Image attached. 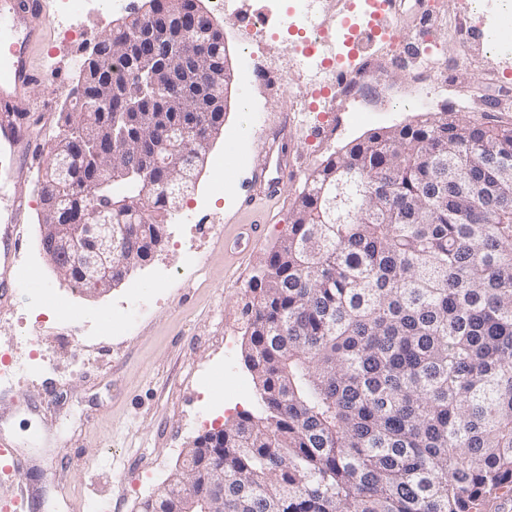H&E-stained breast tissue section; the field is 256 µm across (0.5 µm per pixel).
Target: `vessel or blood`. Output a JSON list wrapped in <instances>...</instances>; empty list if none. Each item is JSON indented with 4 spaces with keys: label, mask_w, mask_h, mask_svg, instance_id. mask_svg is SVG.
Masks as SVG:
<instances>
[{
    "label": "vessel or blood",
    "mask_w": 512,
    "mask_h": 512,
    "mask_svg": "<svg viewBox=\"0 0 512 512\" xmlns=\"http://www.w3.org/2000/svg\"><path fill=\"white\" fill-rule=\"evenodd\" d=\"M393 0H383L372 22L363 30L364 39L392 33ZM48 23L44 0H0V188L12 183L43 150L39 133L29 115L38 108L36 93L44 85L42 74L28 60V50ZM287 124L271 133L268 151L239 195L241 208H250L257 197H279L285 183L296 173L285 148ZM29 207L25 196L14 195L0 211V307L7 306L13 289L34 286L35 281L17 266L22 245L20 226Z\"/></svg>",
    "instance_id": "vessel-or-blood-1"
}]
</instances>
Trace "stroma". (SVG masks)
Masks as SVG:
<instances>
[{"label":"stroma","mask_w":512,"mask_h":512,"mask_svg":"<svg viewBox=\"0 0 512 512\" xmlns=\"http://www.w3.org/2000/svg\"><path fill=\"white\" fill-rule=\"evenodd\" d=\"M470 0H445V16L433 21L420 0H396L399 34L414 41L432 28L437 51L448 64L439 88L416 63L397 64L382 95L349 100L325 125L317 112L293 115L290 149L297 175L280 198H260L240 209L238 190L264 157L263 145L279 113L303 90L295 66L298 38L282 16L270 19L261 62L286 70L277 93L257 89L240 65V17L267 0H229L221 26L234 70L223 127L194 188L168 219L161 246L112 290L93 294L60 279L39 246L42 205L36 173L22 172L11 189L32 206L22 224L26 247L20 265L49 289L23 288L0 313V357L43 354L41 373L23 375L0 401V434L12 439L26 464L7 487L39 489L33 512H139L140 503L178 467L184 449L206 432L223 428L239 413L255 411L256 388L245 365V321L254 300L250 285L287 235L309 173L375 131L448 113L466 122H512V52L483 55L485 35L502 27L501 0H484L472 14ZM121 13L110 0H91L81 13L80 56H73L56 24L44 28L30 51L31 64L46 74L38 93L46 113H34L45 143L63 129L58 116L79 75L80 57L113 26ZM236 147L234 184L214 194L217 161ZM243 224L265 225L260 243L241 255L224 243ZM197 246L196 263L184 251ZM124 310L112 332L103 315ZM229 388H220V381Z\"/></svg>","instance_id":"stroma-1"}]
</instances>
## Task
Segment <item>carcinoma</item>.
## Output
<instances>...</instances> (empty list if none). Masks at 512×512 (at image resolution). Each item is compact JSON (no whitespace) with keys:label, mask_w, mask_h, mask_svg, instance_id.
Listing matches in <instances>:
<instances>
[{"label":"carcinoma","mask_w":512,"mask_h":512,"mask_svg":"<svg viewBox=\"0 0 512 512\" xmlns=\"http://www.w3.org/2000/svg\"><path fill=\"white\" fill-rule=\"evenodd\" d=\"M201 0H145L84 58L86 102L38 176L48 224H112V281L150 259L174 200L192 184L223 122L213 67L173 85L138 74V53L179 64L182 45L138 38L169 10L204 59L224 44ZM139 40L138 53L125 45ZM118 90L107 106L99 88ZM163 111L112 135L128 104ZM97 114L83 123L80 113ZM177 156L153 171V217L133 221L154 145ZM112 150L104 186L90 157ZM512 123L477 128L448 114L374 132L305 179L288 236L257 277L245 361L259 413L220 432L223 512H481L512 497Z\"/></svg>","instance_id":"carcinoma-1"}]
</instances>
